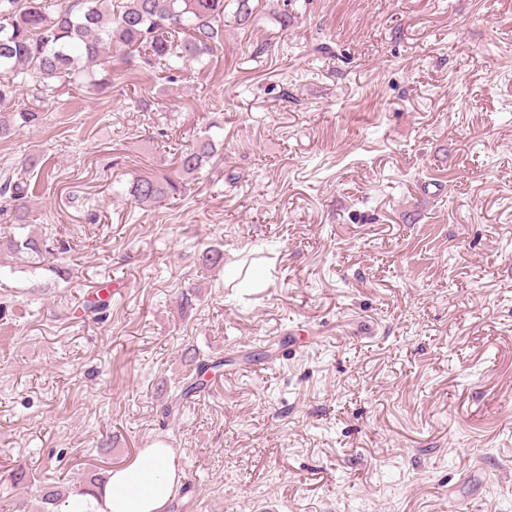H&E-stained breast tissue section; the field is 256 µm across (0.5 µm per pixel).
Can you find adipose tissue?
<instances>
[{
	"label": "adipose tissue",
	"mask_w": 512,
	"mask_h": 512,
	"mask_svg": "<svg viewBox=\"0 0 512 512\" xmlns=\"http://www.w3.org/2000/svg\"><path fill=\"white\" fill-rule=\"evenodd\" d=\"M175 455L168 446L143 449L110 472L98 496L72 494L62 512H166L179 481Z\"/></svg>",
	"instance_id": "ef3b65f1"
}]
</instances>
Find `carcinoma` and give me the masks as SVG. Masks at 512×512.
I'll list each match as a JSON object with an SVG mask.
<instances>
[{"label":"carcinoma","instance_id":"cac0c4a2","mask_svg":"<svg viewBox=\"0 0 512 512\" xmlns=\"http://www.w3.org/2000/svg\"><path fill=\"white\" fill-rule=\"evenodd\" d=\"M227 0H0V104L33 84L31 97L47 99L65 86L85 87L97 95L111 85L112 65L128 54L139 68L179 70L215 56L224 47ZM43 113L27 105L0 112V138L41 123ZM216 152L208 132L180 152L178 174L138 176L128 187L137 204L151 207L184 195L183 177L196 174ZM30 184L6 177L0 201L16 213L28 208ZM24 254L30 270L51 260L46 240L34 232L0 236V255ZM190 367L179 392L160 409L168 418L182 402L203 392L208 375L224 368V356L185 359Z\"/></svg>","mask_w":512,"mask_h":512}]
</instances>
